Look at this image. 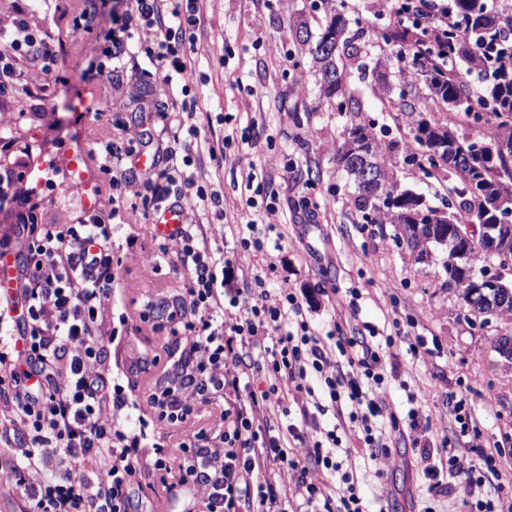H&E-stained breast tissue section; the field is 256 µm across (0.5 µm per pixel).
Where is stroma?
<instances>
[{"label":"stroma","mask_w":512,"mask_h":512,"mask_svg":"<svg viewBox=\"0 0 512 512\" xmlns=\"http://www.w3.org/2000/svg\"><path fill=\"white\" fill-rule=\"evenodd\" d=\"M27 3V20L56 39L51 70H23L24 94L0 96V128L10 129L15 152L0 153V165L26 168L42 157L70 155L76 143L86 148L79 159L96 187L97 204L89 208L79 199L56 202L31 182L17 185L28 197L42 224H76L89 214L111 212L108 174L98 156L113 135L142 147L148 125L143 113L168 112L180 106L182 85H189L196 101L199 140L211 143L232 136L223 160L208 154L196 157L191 169L198 182L222 192L224 216L216 219L202 209L184 208V221L198 225L211 247H220L236 271L261 274L267 287L291 288L320 336L373 334L377 343L404 328L417 339L416 350L406 342L391 349L396 373L385 376L388 400L398 417L415 407L431 416L428 440L433 448H463L479 436L495 451L497 474L485 484L490 497H512V362L494 348L493 336L504 333L499 321L482 322L467 316L455 289L441 269L447 256L443 246H428L419 254L396 242L388 224H364L353 206L354 189L336 164V145L347 123L320 100L309 58L292 65L288 54L295 45L290 19L307 14L312 0H199L201 28L197 50L182 83L166 84L144 52L157 38L155 29L141 27L112 76L94 77L89 63L103 61L104 35L112 11L130 8L132 0H96L93 31L73 28L86 0H0V27H11L20 3ZM398 0H347L351 27L379 30L395 22ZM351 88L364 105L366 120L386 128L391 151L384 158L401 188L439 205L457 185L447 167L427 175L403 165L405 151L414 149L409 121L383 94L372 76L354 78ZM120 129H113L114 119ZM313 172L305 182L304 172ZM256 173L268 193L275 195L272 211L249 206L243 179ZM122 191L130 211L126 228L112 234V248L124 258L112 295L101 300L98 319L102 331L112 332V376L124 389L126 404L108 407L102 419L131 429L145 428L137 450L141 478L132 496L141 512H189L209 494L206 486H192L173 496L149 472L156 459L153 445L174 443L181 432L158 417L153 401L165 389H176L170 378L173 354L189 350L190 340L174 337L164 305L183 285L177 256L158 262L157 243L150 221L136 212L144 193L141 173L122 177ZM315 214V242H307L303 219ZM275 225L264 251L243 248L240 230L249 221ZM140 227L129 242L128 225ZM465 398L470 410L467 430H460L448 408L450 398ZM361 496L371 512H467L459 482L429 494L422 473L421 451L412 440L390 448L383 476H375L361 441L341 434Z\"/></svg>","instance_id":"1"}]
</instances>
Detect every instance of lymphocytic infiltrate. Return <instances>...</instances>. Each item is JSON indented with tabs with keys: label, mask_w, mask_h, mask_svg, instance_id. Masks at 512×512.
<instances>
[{
	"label": "lymphocytic infiltrate",
	"mask_w": 512,
	"mask_h": 512,
	"mask_svg": "<svg viewBox=\"0 0 512 512\" xmlns=\"http://www.w3.org/2000/svg\"><path fill=\"white\" fill-rule=\"evenodd\" d=\"M198 0H135L114 16L106 39V59L130 51L132 31L155 28L158 38L149 58L165 83L187 70V51L197 43ZM56 55L51 32L18 20L0 35V95L23 93L22 65L49 67ZM168 140H157L160 166L144 180V216L158 215L164 203L183 198L202 209L221 206L219 195L197 182L190 171L191 152L219 149L196 139L193 113H163ZM23 172L0 171V201L12 200L16 219L10 236L0 239V256L14 254L24 280V307L0 294V399L15 406L14 417L0 419V468L10 470L23 489L26 512H138L131 494L138 460L121 427L100 419L104 408L123 402L121 385L112 380L111 334L98 327L100 300L111 294L123 264L112 250V227L106 217L90 216L77 224L37 223L27 199L11 196ZM185 185L189 196L174 193ZM184 268V292L191 316L173 309L180 331L191 338L188 356L174 360L181 373L184 400H158L159 417L185 422L195 403L221 409L224 426L187 434L177 451L156 443L154 473L177 494L196 484L208 486L204 512H288L280 490L289 476L302 498L304 512H369L355 482L343 470L335 431L322 430L319 414L358 425L369 458L381 462L388 442L380 423L387 415L380 348L364 336H340L327 345L310 325L303 305L288 288H269L261 276L244 288L225 293L231 262L223 250L200 241L193 225L176 233ZM236 308L228 316V308ZM100 365L89 375L88 362ZM223 375H216V368ZM262 380L266 389L241 392L243 380ZM298 407L299 422L272 429L278 412ZM27 426L12 432L14 419ZM218 438L225 461L215 469L207 462L206 444ZM447 471L429 464V492L442 476L463 480L470 512H512V502L481 498L484 477L458 450L449 448ZM43 467L45 479L28 484V470ZM327 473L310 482L312 469Z\"/></svg>",
	"instance_id": "f902f5d3"
}]
</instances>
